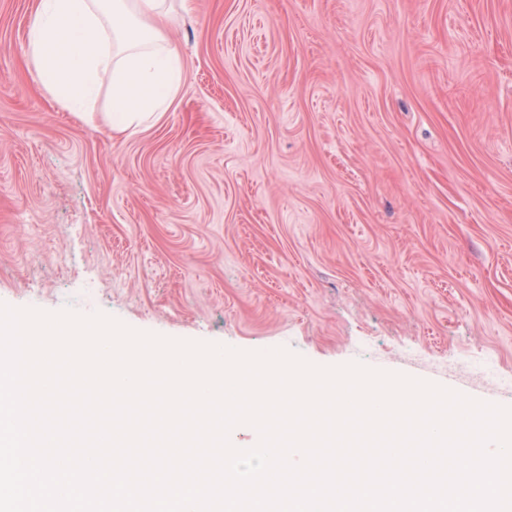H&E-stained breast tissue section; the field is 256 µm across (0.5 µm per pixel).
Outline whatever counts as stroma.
<instances>
[{
    "mask_svg": "<svg viewBox=\"0 0 512 512\" xmlns=\"http://www.w3.org/2000/svg\"><path fill=\"white\" fill-rule=\"evenodd\" d=\"M0 0V303L512 407V0H190L186 80L111 134Z\"/></svg>",
    "mask_w": 512,
    "mask_h": 512,
    "instance_id": "stroma-1",
    "label": "stroma"
}]
</instances>
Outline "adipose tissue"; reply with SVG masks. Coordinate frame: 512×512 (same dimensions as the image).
Wrapping results in <instances>:
<instances>
[{
    "mask_svg": "<svg viewBox=\"0 0 512 512\" xmlns=\"http://www.w3.org/2000/svg\"><path fill=\"white\" fill-rule=\"evenodd\" d=\"M172 0H40L28 27L29 62L66 109L93 121L99 77H112L109 127L127 132L170 107L183 61L149 19L171 18Z\"/></svg>",
    "mask_w": 512,
    "mask_h": 512,
    "instance_id": "ef3b65f1",
    "label": "adipose tissue"
}]
</instances>
